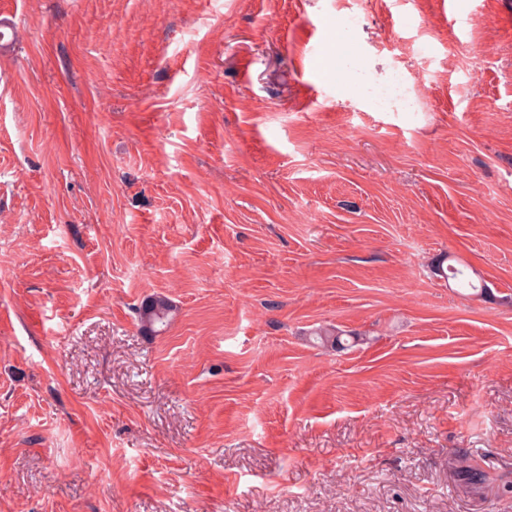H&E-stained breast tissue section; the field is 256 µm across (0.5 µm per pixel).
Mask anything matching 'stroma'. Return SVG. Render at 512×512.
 I'll list each match as a JSON object with an SVG mask.
<instances>
[{
	"instance_id": "1",
	"label": "stroma",
	"mask_w": 512,
	"mask_h": 512,
	"mask_svg": "<svg viewBox=\"0 0 512 512\" xmlns=\"http://www.w3.org/2000/svg\"><path fill=\"white\" fill-rule=\"evenodd\" d=\"M458 8L0 0V512H512V0ZM174 312L175 308L167 298L145 297L138 308L141 332L147 336L158 335L168 327ZM343 332L345 331H340L336 328H319L313 332L312 336L316 344L322 347L331 348L336 352L347 350L348 347L351 346L347 340L342 339V336L344 335L352 339V344L361 340L358 335L346 334ZM458 480L465 485H480L486 481L492 480L487 472L477 461H462L459 470L456 473Z\"/></svg>"
}]
</instances>
